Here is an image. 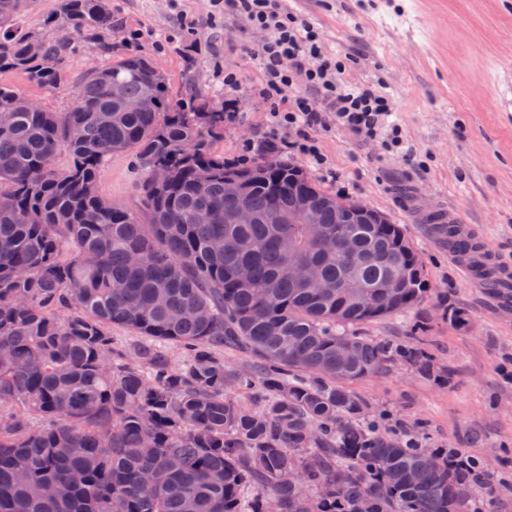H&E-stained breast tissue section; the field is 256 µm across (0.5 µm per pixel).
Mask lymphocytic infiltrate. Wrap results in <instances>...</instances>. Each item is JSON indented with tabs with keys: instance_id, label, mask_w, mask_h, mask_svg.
I'll return each instance as SVG.
<instances>
[{
	"instance_id": "f902f5d3",
	"label": "lymphocytic infiltrate",
	"mask_w": 512,
	"mask_h": 512,
	"mask_svg": "<svg viewBox=\"0 0 512 512\" xmlns=\"http://www.w3.org/2000/svg\"><path fill=\"white\" fill-rule=\"evenodd\" d=\"M225 12L246 16L267 37L253 48L252 56L265 77L264 96H283L295 81H302L306 94L296 96L289 109L278 113L280 125L295 128L299 150L315 154L307 128L337 124L366 140L387 128L392 107L387 97L368 87L344 83L342 63L328 54L312 23L285 12L280 0H224Z\"/></svg>"
}]
</instances>
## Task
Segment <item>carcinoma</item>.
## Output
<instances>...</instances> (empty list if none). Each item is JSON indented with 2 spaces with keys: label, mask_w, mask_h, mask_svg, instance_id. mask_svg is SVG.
<instances>
[{
  "label": "carcinoma",
  "mask_w": 512,
  "mask_h": 512,
  "mask_svg": "<svg viewBox=\"0 0 512 512\" xmlns=\"http://www.w3.org/2000/svg\"><path fill=\"white\" fill-rule=\"evenodd\" d=\"M26 6L0 0V73L43 90L69 83L78 45L97 38L107 55L101 37L123 27L112 0H59L55 23L73 34L61 44L26 25ZM144 61L132 47L88 69L65 112L0 83V512H463L469 475L440 451L430 467L419 445L364 427L351 389L395 358L430 370L403 344L346 331L421 302L422 263L400 226L374 210L346 223L345 200L282 158L224 161L209 147L224 104L172 99L165 73ZM129 99L143 108L126 111ZM129 150L169 179L143 180L138 212L102 211L101 168ZM63 151L69 163L51 167ZM229 178L250 224L233 222ZM303 199L343 238L340 251L309 238L304 217L288 223ZM298 260L328 287L297 284ZM187 308L203 317H179ZM114 325L147 338L135 359L113 345ZM342 342L355 351L347 365ZM171 345L183 350L177 365ZM226 348L259 368L225 370ZM227 193L235 195L239 199V205L233 215V219L237 224H250L253 220V214L247 205L245 194L241 189L239 182L235 179H228L225 183Z\"/></svg>",
  "instance_id": "obj_1"
}]
</instances>
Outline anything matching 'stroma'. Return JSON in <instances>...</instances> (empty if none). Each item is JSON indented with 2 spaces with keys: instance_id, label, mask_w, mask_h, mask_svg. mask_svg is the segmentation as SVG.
Listing matches in <instances>:
<instances>
[{
  "instance_id": "1",
  "label": "stroma",
  "mask_w": 512,
  "mask_h": 512,
  "mask_svg": "<svg viewBox=\"0 0 512 512\" xmlns=\"http://www.w3.org/2000/svg\"><path fill=\"white\" fill-rule=\"evenodd\" d=\"M132 44L157 60L173 97L189 90L235 102L224 135L213 140L226 161L252 163L262 152L303 168L329 193L364 203L401 225L419 256L428 291L408 313L353 326L354 334L396 340L432 356L430 372L394 361L353 385L366 420L404 429L438 450L459 449L485 462L498 492L487 512H512V312L473 284L448 255L433 225L401 200L414 185L427 208L459 212L478 228L482 255L512 267V112L496 93L512 82V0H284L310 21L327 51L345 64L344 82L393 102L388 124L402 145L388 150L340 126L309 129L318 154L293 148L270 101L254 96L262 73L249 46L265 39L246 18L215 0H112ZM105 58L95 49L69 57L71 83L48 92L17 72L0 82L49 108L71 106L73 84ZM233 72L238 83H224ZM143 174L129 152L105 161L98 193L138 210Z\"/></svg>"
}]
</instances>
